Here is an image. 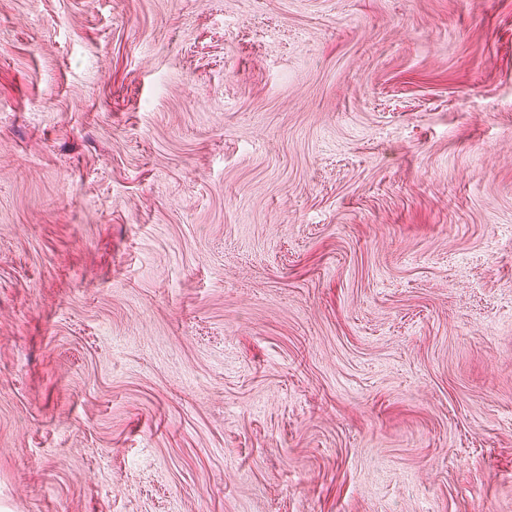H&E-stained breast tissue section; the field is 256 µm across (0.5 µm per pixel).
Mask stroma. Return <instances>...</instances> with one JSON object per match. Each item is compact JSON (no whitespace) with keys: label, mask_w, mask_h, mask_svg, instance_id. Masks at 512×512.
<instances>
[{"label":"stroma","mask_w":512,"mask_h":512,"mask_svg":"<svg viewBox=\"0 0 512 512\" xmlns=\"http://www.w3.org/2000/svg\"><path fill=\"white\" fill-rule=\"evenodd\" d=\"M0 512H512V0H0Z\"/></svg>","instance_id":"1"}]
</instances>
